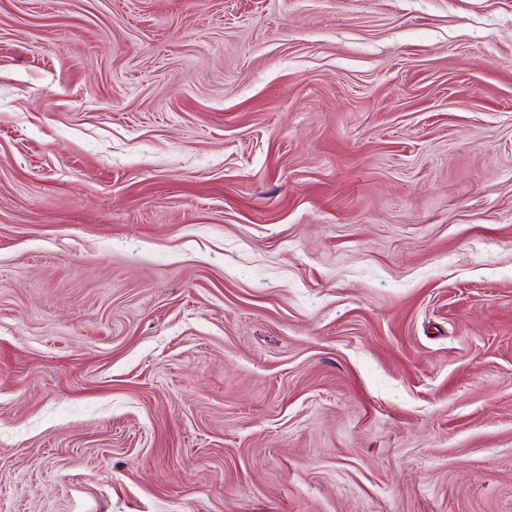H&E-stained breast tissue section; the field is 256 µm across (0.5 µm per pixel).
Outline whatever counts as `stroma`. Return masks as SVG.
Wrapping results in <instances>:
<instances>
[{"instance_id":"35a3bbf8","label":"stroma","mask_w":512,"mask_h":512,"mask_svg":"<svg viewBox=\"0 0 512 512\" xmlns=\"http://www.w3.org/2000/svg\"><path fill=\"white\" fill-rule=\"evenodd\" d=\"M0 512H512V0H0Z\"/></svg>"}]
</instances>
